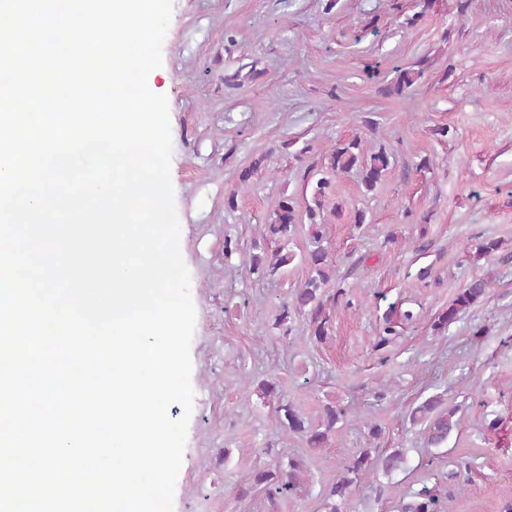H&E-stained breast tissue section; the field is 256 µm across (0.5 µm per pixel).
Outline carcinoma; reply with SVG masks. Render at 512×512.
<instances>
[{
  "mask_svg": "<svg viewBox=\"0 0 512 512\" xmlns=\"http://www.w3.org/2000/svg\"><path fill=\"white\" fill-rule=\"evenodd\" d=\"M360 167L362 181L369 190L373 189L380 181L383 173L390 166L389 154L385 147L369 154L365 153L363 141L354 137L342 147L333 149L330 155V169L336 173H349L354 167ZM331 181L321 177L316 181L313 190V206L308 208V215L311 220L312 240L315 249L311 253V262L316 269V275L308 280L293 294V308L304 312L310 318L312 335L317 341L327 339V323L329 315L326 314L325 304L321 288L330 282L329 273L326 271L327 254L321 246L324 239V225L316 221V211L322 209L323 201L329 192ZM273 222L270 224L272 233L283 238L288 237L291 227L296 222L295 205L291 199L278 201L273 209ZM291 256L278 249L268 259L260 256H253L251 269L262 276L274 275L279 269L288 265ZM489 282L484 279H475L465 288L461 289L455 299L448 305V308L437 316L435 327L445 328L454 322L459 315L467 312L472 306L480 302L486 295ZM440 402L434 398L424 401L414 412L412 421L426 424L428 442L433 445H440L446 441L451 432L456 428L457 421L454 420L455 410L439 409ZM280 413V427L292 433H303L307 437L309 447L318 449L323 447L327 433L336 427V424L345 418V411L334 406L325 409L324 430L307 428L302 417L290 403H282L278 407ZM372 449L364 448L358 455L354 456L344 466V475L336 480L331 486L327 495L325 506L327 512H341V505L345 502L353 488L357 487L366 475L378 465L385 471H390L397 466L400 455L390 454L383 459L371 456ZM302 464L296 459L288 460V471L274 472L270 470H259L255 473L254 484L266 485L274 488V492L283 493L296 489L299 485ZM404 512H437V500L426 491L416 494V499L404 506Z\"/></svg>",
  "mask_w": 512,
  "mask_h": 512,
  "instance_id": "1",
  "label": "carcinoma"
}]
</instances>
